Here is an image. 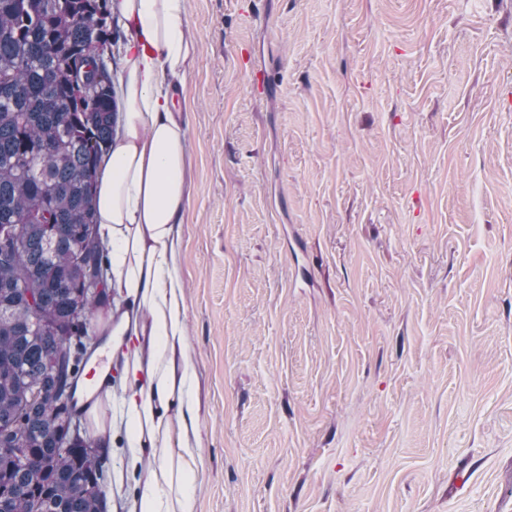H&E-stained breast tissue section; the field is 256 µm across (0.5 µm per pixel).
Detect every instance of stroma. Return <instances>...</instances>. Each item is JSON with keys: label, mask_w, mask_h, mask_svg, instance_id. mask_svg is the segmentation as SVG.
<instances>
[{"label": "stroma", "mask_w": 512, "mask_h": 512, "mask_svg": "<svg viewBox=\"0 0 512 512\" xmlns=\"http://www.w3.org/2000/svg\"><path fill=\"white\" fill-rule=\"evenodd\" d=\"M198 512H512V0H187Z\"/></svg>", "instance_id": "35a3bbf8"}]
</instances>
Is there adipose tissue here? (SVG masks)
Returning <instances> with one entry per match:
<instances>
[{
  "instance_id": "ef3b65f1",
  "label": "adipose tissue",
  "mask_w": 512,
  "mask_h": 512,
  "mask_svg": "<svg viewBox=\"0 0 512 512\" xmlns=\"http://www.w3.org/2000/svg\"><path fill=\"white\" fill-rule=\"evenodd\" d=\"M186 0H116L129 34L123 112L96 187V222L108 248L99 355L120 372L117 389L82 399L90 435L111 462L124 432L126 466L146 470L132 512H197L200 458L197 375L185 343L181 224L188 201V130L168 79L185 80L195 48L184 34ZM177 453H170V445Z\"/></svg>"
}]
</instances>
